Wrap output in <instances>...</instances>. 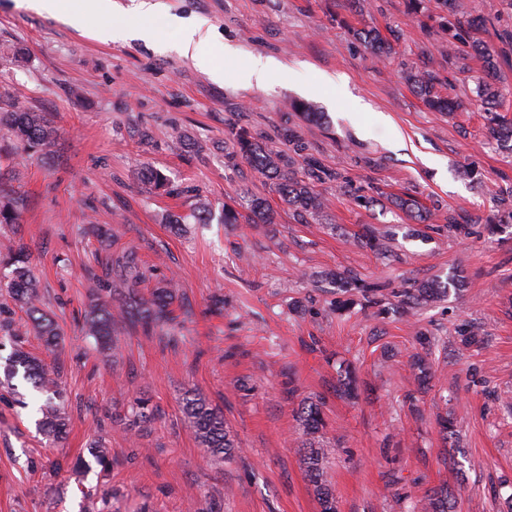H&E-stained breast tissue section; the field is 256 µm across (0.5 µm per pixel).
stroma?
Here are the masks:
<instances>
[{
    "mask_svg": "<svg viewBox=\"0 0 512 512\" xmlns=\"http://www.w3.org/2000/svg\"><path fill=\"white\" fill-rule=\"evenodd\" d=\"M81 2L58 0L56 19L0 0V97L49 113L58 129L51 158L17 160L10 183L26 208L18 230L0 225V244H24L40 306L61 329L54 352L34 337L25 348L58 368L69 416L66 440L52 444L38 428L41 393L3 373L14 345L0 337V512H81L82 488L100 478L76 479L70 465L97 436L112 450L117 512H320L298 452L297 416L310 402L325 422L338 512H410L440 486L453 491L455 512H512V224L420 237L419 222L389 201L414 196L441 226L452 217L480 226L512 204V151L491 141L474 92L482 62L441 54L438 0L418 13L409 0H162L243 57L280 61L271 82L250 88L221 55L224 78L214 80L165 29L151 41L86 36L63 20ZM473 2L484 21L462 24L463 41L493 51L501 113L512 119V0ZM355 28L378 29L394 53H367ZM410 68L432 71L463 110L426 107L403 79ZM324 75L332 85L299 92L300 81ZM356 97L363 111H353ZM301 101L320 118L295 111ZM230 123L338 172L316 185L324 209L297 216L247 163L228 166ZM178 132L191 146L176 144ZM145 165L174 194L149 190L138 175ZM244 189L266 200L275 223L164 221L202 203L221 211ZM371 230L391 233L386 255L367 244ZM129 251L146 287L175 280L179 319L170 337L119 327L113 359L82 330L85 270L95 267L102 288L124 298L121 271L104 263ZM349 269L388 294L456 270L466 284L403 316L358 306L341 315L321 278ZM464 320L481 327L479 346L461 348ZM423 334L436 340L424 383L411 366ZM347 370L351 396L339 384ZM190 389L223 412L241 445L222 466L184 418ZM140 396L158 413L133 435L120 419Z\"/></svg>",
    "mask_w": 512,
    "mask_h": 512,
    "instance_id": "1",
    "label": "stroma"
}]
</instances>
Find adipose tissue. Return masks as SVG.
<instances>
[{"label":"adipose tissue","mask_w":512,"mask_h":512,"mask_svg":"<svg viewBox=\"0 0 512 512\" xmlns=\"http://www.w3.org/2000/svg\"><path fill=\"white\" fill-rule=\"evenodd\" d=\"M83 10L87 18L113 17L121 15L124 27L121 37L149 40L157 33V22L174 31L180 52L190 57L200 69L211 67L213 50L211 35L202 24H185L175 18L164 16L159 0H130L128 5H119L117 0H86Z\"/></svg>","instance_id":"ef3b65f1"}]
</instances>
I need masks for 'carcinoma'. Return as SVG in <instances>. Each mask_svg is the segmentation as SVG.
Instances as JSON below:
<instances>
[{"label":"carcinoma","instance_id":"1","mask_svg":"<svg viewBox=\"0 0 512 512\" xmlns=\"http://www.w3.org/2000/svg\"><path fill=\"white\" fill-rule=\"evenodd\" d=\"M441 7L452 16L468 17L472 15L468 0H441ZM355 38L365 50L372 53L388 54L390 42L376 29H357ZM472 55L482 60L486 77L478 83L477 96L489 113V136L507 146L512 142V121L501 116L499 109L503 106V96L495 84L490 81L496 64L493 55L484 47L471 45ZM406 80L413 91L429 106L453 112L461 107V102L441 96L436 90V76L425 70H411ZM10 133L12 147L3 155L5 160H14L19 156L45 158L50 154L57 135V128L44 112L23 111L11 105L0 107V129ZM225 157L232 165L238 159L245 160L258 174L272 181L281 201L298 214H315L324 208L323 198L314 190V184L333 178L332 172L317 165L310 159L305 160L304 170L298 171L293 161L281 149L257 141L250 133L231 125L224 131ZM141 181L155 190L169 193V179L157 169L144 167L140 170ZM242 207L248 211L244 215L236 208L224 205V223L237 224L245 219L250 224H270L274 214L259 199L250 198ZM25 201L12 186L3 181L0 174V225L22 223ZM87 279L91 282L92 301L83 315V327L86 335L95 339L99 347L107 353L114 350L112 333L116 328L131 320L139 324L144 333L150 335L159 326L175 323L174 311L171 309L175 288L169 285L155 288L148 296L133 301L130 306L114 304L103 300L99 293V280L91 268L85 269ZM0 288L8 290L9 297L19 307L23 316L15 320H0V331L15 341L34 334L40 337L49 350L56 347L59 340L55 321L37 305L38 284L33 275L30 254L21 244L10 243L0 248ZM448 293V283L431 281L417 283L412 288L403 290L400 300L388 306L383 304L382 286L359 278L353 274L336 276V312L342 314L354 305L380 307V312L390 313L402 308H413L422 303H430ZM461 345L471 347L478 342V327L470 322L458 325ZM13 370L23 369L24 376L33 387L46 396L40 406L42 414L39 428L55 441L62 440L68 427V416L57 402L60 398L57 373L30 352L17 349L11 357ZM183 413L189 427L211 460L221 464L232 459L240 452L234 436L224 425V415L211 406L207 399L189 390L183 397ZM155 417V408L149 400L139 398L130 407L126 416V431L138 432ZM300 425L305 439L303 441V461L313 481L321 512H337L336 498L331 487L323 478L324 459L327 448L320 435L322 418L316 403H309L301 408ZM91 459L80 461L74 468L75 474L84 476L93 468H99V475L105 476L112 468L110 449L100 442L90 444ZM116 493L108 489L102 493L98 490L85 492L88 505L85 512H112V499ZM413 512H451L448 491L438 488L419 504Z\"/></svg>","mask_w":512,"mask_h":512}]
</instances>
